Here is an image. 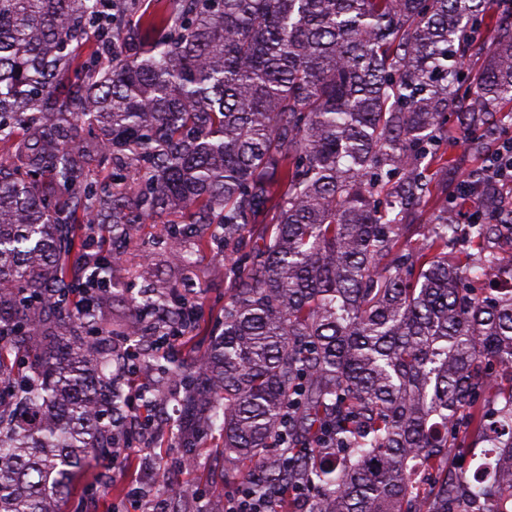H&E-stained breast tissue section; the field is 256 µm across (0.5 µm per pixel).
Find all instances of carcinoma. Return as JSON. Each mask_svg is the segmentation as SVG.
<instances>
[{"instance_id": "cac0c4a2", "label": "carcinoma", "mask_w": 512, "mask_h": 512, "mask_svg": "<svg viewBox=\"0 0 512 512\" xmlns=\"http://www.w3.org/2000/svg\"><path fill=\"white\" fill-rule=\"evenodd\" d=\"M139 2L0 0V512H62L127 408L103 345L146 313L181 317L158 290L104 321L113 265L148 220L235 245L222 329L181 372L184 447L221 423L232 473L276 490L273 512L298 483L311 512H459L463 497L498 512L512 266L490 242L507 218L467 225L451 260L448 205L420 243L406 218L436 190L458 100L473 133L512 104V18L473 81L487 0ZM98 225L110 239L90 253ZM87 292L80 314L49 301ZM480 444L488 476L448 471Z\"/></svg>"}]
</instances>
